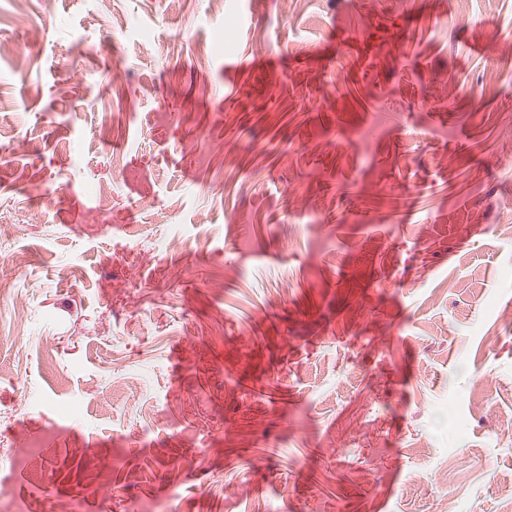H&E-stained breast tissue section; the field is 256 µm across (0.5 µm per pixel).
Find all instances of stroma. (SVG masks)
Returning a JSON list of instances; mask_svg holds the SVG:
<instances>
[{
  "label": "stroma",
  "instance_id": "1",
  "mask_svg": "<svg viewBox=\"0 0 512 512\" xmlns=\"http://www.w3.org/2000/svg\"><path fill=\"white\" fill-rule=\"evenodd\" d=\"M457 11L28 0L19 33L0 0V258L29 255L0 278L12 503L512 499V0Z\"/></svg>",
  "mask_w": 512,
  "mask_h": 512
}]
</instances>
